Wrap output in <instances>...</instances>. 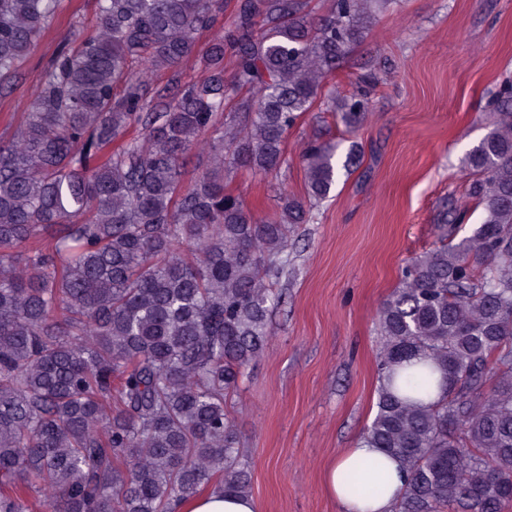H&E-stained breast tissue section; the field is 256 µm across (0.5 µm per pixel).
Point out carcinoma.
Instances as JSON below:
<instances>
[{"label": "carcinoma", "mask_w": 512, "mask_h": 512, "mask_svg": "<svg viewBox=\"0 0 512 512\" xmlns=\"http://www.w3.org/2000/svg\"><path fill=\"white\" fill-rule=\"evenodd\" d=\"M59 2L0 0V93ZM388 2L333 0L317 20L310 0H236L201 48L224 0H96L95 30L64 38L0 139V512L249 495L227 399L269 343L288 239L330 197L336 148L308 143L305 194L278 188L271 219L226 176L279 172L286 135L324 102L362 125L376 76L322 92ZM465 167L482 222L414 257L377 319L362 438L407 473L394 512L512 502L511 80Z\"/></svg>", "instance_id": "1"}]
</instances>
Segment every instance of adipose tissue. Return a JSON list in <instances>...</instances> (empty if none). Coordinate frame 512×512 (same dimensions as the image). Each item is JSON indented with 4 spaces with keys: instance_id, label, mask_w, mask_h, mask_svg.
Wrapping results in <instances>:
<instances>
[{
    "instance_id": "adipose-tissue-1",
    "label": "adipose tissue",
    "mask_w": 512,
    "mask_h": 512,
    "mask_svg": "<svg viewBox=\"0 0 512 512\" xmlns=\"http://www.w3.org/2000/svg\"><path fill=\"white\" fill-rule=\"evenodd\" d=\"M324 488L341 512H392L403 479L396 460L385 458L378 449L356 441L344 449L327 469ZM178 512H257L251 497L209 491L183 501Z\"/></svg>"
}]
</instances>
